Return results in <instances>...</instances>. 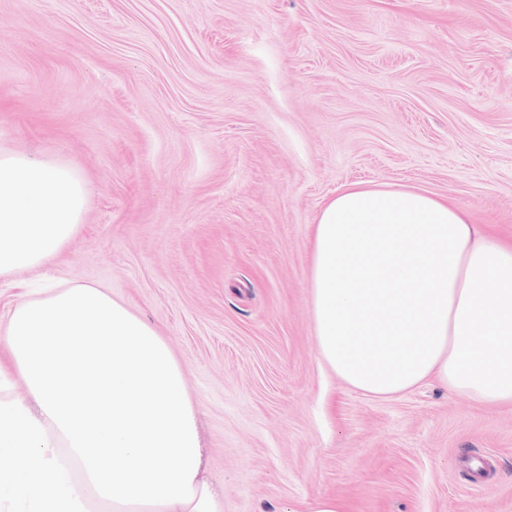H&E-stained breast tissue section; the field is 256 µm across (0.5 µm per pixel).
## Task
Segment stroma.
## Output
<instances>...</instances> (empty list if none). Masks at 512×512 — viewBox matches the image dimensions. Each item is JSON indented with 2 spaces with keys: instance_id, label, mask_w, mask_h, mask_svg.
<instances>
[{
  "instance_id": "obj_1",
  "label": "stroma",
  "mask_w": 512,
  "mask_h": 512,
  "mask_svg": "<svg viewBox=\"0 0 512 512\" xmlns=\"http://www.w3.org/2000/svg\"><path fill=\"white\" fill-rule=\"evenodd\" d=\"M0 144L89 187L69 247L0 281V320L64 279L155 326L224 512H512V410L320 365L309 245L353 183L512 237V0H0Z\"/></svg>"
}]
</instances>
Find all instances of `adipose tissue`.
Listing matches in <instances>:
<instances>
[{
	"instance_id": "obj_1",
	"label": "adipose tissue",
	"mask_w": 512,
	"mask_h": 512,
	"mask_svg": "<svg viewBox=\"0 0 512 512\" xmlns=\"http://www.w3.org/2000/svg\"><path fill=\"white\" fill-rule=\"evenodd\" d=\"M87 201L76 167L0 147V278L52 262ZM310 242L318 359L348 386L512 407V239L427 192L354 184ZM0 329V512H224L180 364L125 302L59 284Z\"/></svg>"
}]
</instances>
